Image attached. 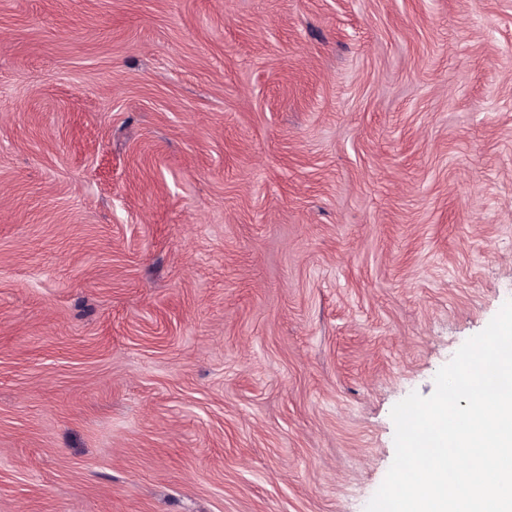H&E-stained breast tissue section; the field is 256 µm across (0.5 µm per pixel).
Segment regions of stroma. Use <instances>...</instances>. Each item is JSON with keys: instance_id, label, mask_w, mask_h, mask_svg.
Segmentation results:
<instances>
[{"instance_id": "obj_1", "label": "stroma", "mask_w": 512, "mask_h": 512, "mask_svg": "<svg viewBox=\"0 0 512 512\" xmlns=\"http://www.w3.org/2000/svg\"><path fill=\"white\" fill-rule=\"evenodd\" d=\"M512 300V0H0V512H365Z\"/></svg>"}]
</instances>
